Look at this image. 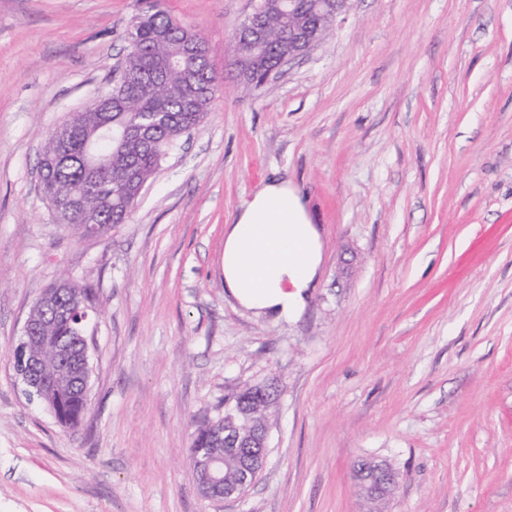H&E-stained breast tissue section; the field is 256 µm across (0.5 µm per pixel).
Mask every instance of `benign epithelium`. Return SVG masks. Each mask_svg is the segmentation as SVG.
Listing matches in <instances>:
<instances>
[{
	"label": "benign epithelium",
	"mask_w": 512,
	"mask_h": 512,
	"mask_svg": "<svg viewBox=\"0 0 512 512\" xmlns=\"http://www.w3.org/2000/svg\"><path fill=\"white\" fill-rule=\"evenodd\" d=\"M349 0H288V15L307 16L311 12L331 16L335 21H342L348 10ZM264 42L266 30L262 22L254 14H249L232 37V42L239 40ZM324 40L321 28L311 25L291 27L284 40V47L278 65L270 72L275 76L284 66L305 55ZM47 303L50 311L43 318L36 317V309H31L23 327L19 343L12 351L17 374L28 387L29 395L42 394L56 388L64 379L60 371L75 366L78 369L75 384L84 392H89L91 377L90 352L87 337L78 332L74 336H45L42 333V320L57 325L68 319L69 307H62L51 293H44L37 298L35 304ZM49 348L53 351L58 370L50 371L43 365L39 351ZM267 432L255 430L239 434L231 448L238 460L236 481L226 483L220 477L218 464L223 460L224 430L213 427L203 446L198 444L190 448V461L196 475L200 494L210 500L239 499L255 482L267 459ZM397 478L396 472L388 465L379 467L376 475L367 484L360 486L361 495L372 501L392 488Z\"/></svg>",
	"instance_id": "7a95c632"
}]
</instances>
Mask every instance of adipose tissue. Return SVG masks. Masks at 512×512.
Masks as SVG:
<instances>
[{
    "instance_id": "adipose-tissue-1",
    "label": "adipose tissue",
    "mask_w": 512,
    "mask_h": 512,
    "mask_svg": "<svg viewBox=\"0 0 512 512\" xmlns=\"http://www.w3.org/2000/svg\"><path fill=\"white\" fill-rule=\"evenodd\" d=\"M322 260L307 206L285 179L264 182L224 231V286L258 315L295 318Z\"/></svg>"
}]
</instances>
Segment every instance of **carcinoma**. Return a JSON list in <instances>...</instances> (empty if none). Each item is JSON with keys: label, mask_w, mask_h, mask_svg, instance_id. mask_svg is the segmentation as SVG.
<instances>
[{"label": "carcinoma", "mask_w": 512, "mask_h": 512, "mask_svg": "<svg viewBox=\"0 0 512 512\" xmlns=\"http://www.w3.org/2000/svg\"><path fill=\"white\" fill-rule=\"evenodd\" d=\"M256 8L266 18L269 40L262 46L237 43L236 52L253 69L252 76L262 77L279 60L282 36L288 32V2L259 0ZM125 55L127 76L112 85V98L118 106L110 112L98 111L97 103L84 112H74L47 137L40 159L44 193L55 208V221L80 235L93 231L105 236L128 218L134 188L156 174L162 158L179 138L204 118L219 92L217 75L197 84L193 72L200 60L186 54L187 43H193L204 55L208 47L189 26L172 19L161 0H153L137 21L126 28ZM144 113L161 115V122L147 138L105 139V126L120 132L132 128ZM55 295L92 307L91 288L69 282L53 286ZM70 409L66 417L69 427L76 428L84 418L83 397L68 392ZM273 393L260 391L256 385L244 386L232 397L239 411L236 424L250 421L268 426V409Z\"/></svg>", "instance_id": "obj_1"}]
</instances>
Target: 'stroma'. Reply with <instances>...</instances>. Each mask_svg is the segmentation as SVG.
Masks as SVG:
<instances>
[{
    "mask_svg": "<svg viewBox=\"0 0 512 512\" xmlns=\"http://www.w3.org/2000/svg\"><path fill=\"white\" fill-rule=\"evenodd\" d=\"M257 0H162L223 77L126 223L55 224L44 137L112 85L143 0H0V512H512V0H351L261 88L227 75ZM300 191L323 264L291 320L224 286V226L267 179ZM97 291L89 411L61 426L12 350L60 278ZM271 383L266 464L202 497L196 428ZM397 478L396 472L389 465H381L372 479L367 484L360 483V492L366 500L373 501L378 497L388 493Z\"/></svg>",
    "mask_w": 512,
    "mask_h": 512,
    "instance_id": "stroma-1",
    "label": "stroma"
}]
</instances>
